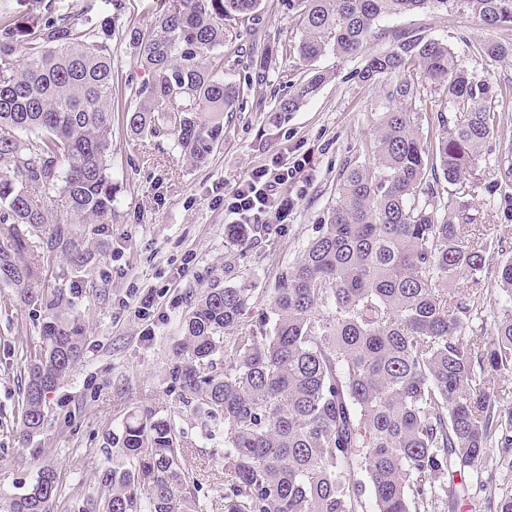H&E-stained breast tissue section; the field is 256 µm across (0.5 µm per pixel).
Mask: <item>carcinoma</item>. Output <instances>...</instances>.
Listing matches in <instances>:
<instances>
[{
	"label": "carcinoma",
	"instance_id": "1",
	"mask_svg": "<svg viewBox=\"0 0 512 512\" xmlns=\"http://www.w3.org/2000/svg\"><path fill=\"white\" fill-rule=\"evenodd\" d=\"M300 59L327 49L359 51L383 16L462 10L491 29L512 28V0H296ZM261 0H167L154 28L128 45L150 79L133 92L127 131L171 140L193 163L224 141V113L241 86L224 82L226 22L260 24ZM473 52L512 55L482 40ZM273 55L253 53L251 81ZM416 63L443 90L452 121L431 145L403 104L401 79L368 149L372 162L346 167L324 232L282 273L270 314L243 323L255 289L218 285L184 319L183 365L171 382L196 414L224 423V512H457L461 496L489 512H512V256L498 264L505 295L493 341L478 344L479 310L449 288L486 266L492 243L468 237L469 176L493 137L492 101L512 85L490 84L445 43L400 33L359 71L365 82ZM326 75L315 68L279 99L294 112ZM112 17L51 14L18 42L0 24V288L45 308L39 347L26 357L21 435L45 421L46 387L81 360L86 336L68 272L45 286L62 256L78 268L81 227L112 221ZM439 161L457 187L436 197L427 170ZM120 461L104 476L103 512H201L178 457L174 423L132 415L112 436ZM502 449L492 458L488 450ZM471 469L469 489L448 475ZM60 478L50 466L3 505L54 512Z\"/></svg>",
	"mask_w": 512,
	"mask_h": 512
}]
</instances>
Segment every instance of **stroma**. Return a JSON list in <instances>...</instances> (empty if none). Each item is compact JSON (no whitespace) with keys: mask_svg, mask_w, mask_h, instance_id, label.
Returning <instances> with one entry per match:
<instances>
[{"mask_svg":"<svg viewBox=\"0 0 512 512\" xmlns=\"http://www.w3.org/2000/svg\"><path fill=\"white\" fill-rule=\"evenodd\" d=\"M164 7L165 0H39L36 10L27 11L16 0H0V20L24 35L49 12L108 15L122 33L154 26ZM262 7L257 30L233 26L224 44V79L242 82L249 54L259 44L274 46L276 62L263 85L245 91L234 111L225 113L223 143L197 167L169 141L132 140L123 114L131 88L149 73L126 41H113L112 221L87 227L90 262L83 271H70L67 281L75 290L86 350L49 394L44 425L27 441L20 437L25 356L39 342L43 313L33 305L17 306L12 290L0 289V500L48 465L60 475L56 512H100L112 436L131 413L148 410L174 421L204 512H224V430L206 436L203 418L182 403L170 380L180 362L176 347L183 321L198 297L216 283L242 285L258 291L246 323L267 312V292L322 233L345 168L369 159L364 146L374 138L386 110L385 92L396 79L365 83L356 73L370 54L391 47L395 35L412 31L446 42L492 85L512 83V56L493 60L466 47L486 38L512 45V30L489 29L466 11L427 9L380 18L355 55L326 51L316 66L327 73V82L298 111L279 112L277 101L305 72L294 51L300 20L288 0H262ZM405 76L415 84L405 108L424 139L434 141L450 115L448 103L419 66ZM494 111V135L472 188V231L512 253V199L499 189L501 168L512 164V101L496 103ZM301 154L309 156L311 171L288 186L298 201L286 223L268 213L244 241L231 239L227 230L234 217L224 209L225 192L254 167L274 161L288 167ZM138 290L153 295L143 316L133 304Z\"/></svg>","mask_w":512,"mask_h":512,"instance_id":"1","label":"stroma"}]
</instances>
